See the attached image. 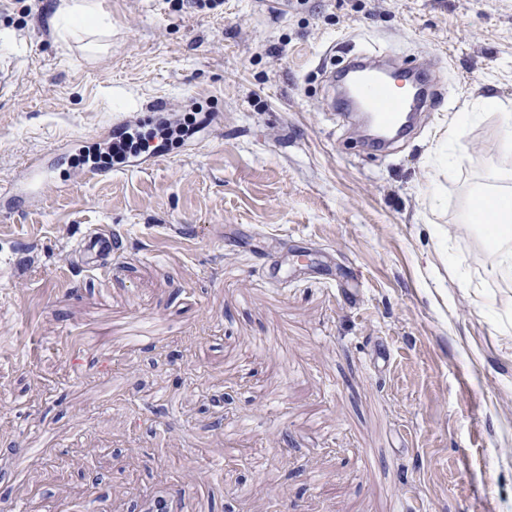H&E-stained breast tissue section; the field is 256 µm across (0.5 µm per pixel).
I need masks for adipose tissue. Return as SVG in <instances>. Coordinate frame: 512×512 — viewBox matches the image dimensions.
I'll return each mask as SVG.
<instances>
[{
  "label": "adipose tissue",
  "mask_w": 512,
  "mask_h": 512,
  "mask_svg": "<svg viewBox=\"0 0 512 512\" xmlns=\"http://www.w3.org/2000/svg\"><path fill=\"white\" fill-rule=\"evenodd\" d=\"M480 207L468 209L464 221L481 228L497 252L495 274L512 282V189L491 187L483 194Z\"/></svg>",
  "instance_id": "1"
}]
</instances>
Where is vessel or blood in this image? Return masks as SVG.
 Masks as SVG:
<instances>
[{
  "label": "vessel or blood",
  "mask_w": 512,
  "mask_h": 512,
  "mask_svg": "<svg viewBox=\"0 0 512 512\" xmlns=\"http://www.w3.org/2000/svg\"><path fill=\"white\" fill-rule=\"evenodd\" d=\"M15 74L13 54L0 53V98L11 92ZM328 84L340 111L371 115L378 133L371 138L370 146L376 151H389L395 136H406L417 118L431 113L426 71L396 66L390 55L355 52L338 72L329 75ZM39 183V174L31 171L25 188L1 186L0 217L5 219L20 208L35 207L42 196ZM123 249L122 237L109 226L90 224L77 239L74 255L77 264L107 274L115 268Z\"/></svg>",
  "instance_id": "b4317fda"
}]
</instances>
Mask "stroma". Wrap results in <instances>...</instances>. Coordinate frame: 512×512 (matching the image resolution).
Here are the masks:
<instances>
[{"mask_svg":"<svg viewBox=\"0 0 512 512\" xmlns=\"http://www.w3.org/2000/svg\"><path fill=\"white\" fill-rule=\"evenodd\" d=\"M97 2L101 23L62 38L47 0H0L19 62L0 186L51 171L43 204L0 222V501L512 512V283L460 219L512 171L482 107L512 104V0ZM350 44L436 83L396 157L331 108L323 69ZM154 102L187 104L191 135L66 182L86 137ZM93 223L124 240L115 271L61 286ZM151 151L149 154H130L129 156H126L123 163H121L118 166L113 167H105V166H98V165H91L85 168H82L78 171L77 175L80 179V181H90V180H103L107 179L112 176V173H115L119 170H127L135 167H139L140 165L152 162V160L157 157L156 153H152Z\"/></svg>","mask_w":512,"mask_h":512,"instance_id":"1","label":"stroma"}]
</instances>
